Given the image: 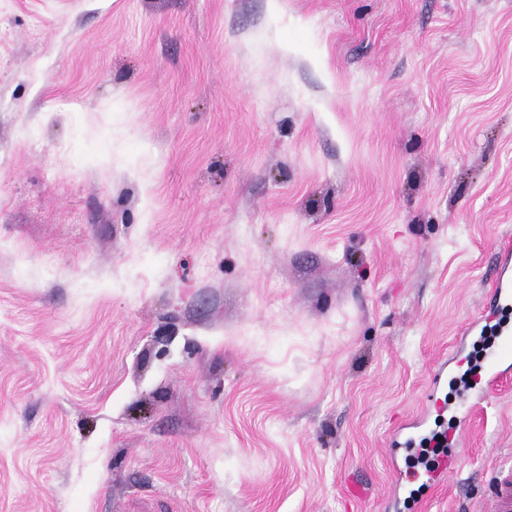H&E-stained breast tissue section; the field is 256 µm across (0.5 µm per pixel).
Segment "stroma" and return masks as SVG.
<instances>
[{
	"label": "stroma",
	"mask_w": 512,
	"mask_h": 512,
	"mask_svg": "<svg viewBox=\"0 0 512 512\" xmlns=\"http://www.w3.org/2000/svg\"><path fill=\"white\" fill-rule=\"evenodd\" d=\"M512 243V0H0V512H462L392 432Z\"/></svg>",
	"instance_id": "stroma-1"
}]
</instances>
